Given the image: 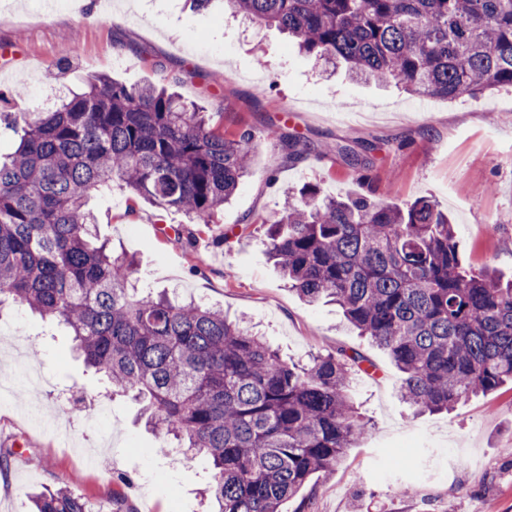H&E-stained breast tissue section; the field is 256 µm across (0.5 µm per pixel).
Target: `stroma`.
Listing matches in <instances>:
<instances>
[{
	"mask_svg": "<svg viewBox=\"0 0 512 512\" xmlns=\"http://www.w3.org/2000/svg\"><path fill=\"white\" fill-rule=\"evenodd\" d=\"M0 0V91L27 84L12 112L43 111L42 96L105 73L127 85L180 77L178 94L211 124L256 134L253 173L211 225L189 223L133 199L121 183L95 193L100 238L134 253L136 284L177 289L251 321L288 360L333 348L375 362L352 396L374 427L331 476L280 512H512V385L448 413L412 415L387 353L344 322L335 305L289 290L269 259L266 230L287 189L370 194L406 207L427 197L447 212L466 267L512 277V91L455 100L422 98L394 84L352 79L315 64L287 35L255 29L184 0ZM299 136L304 160L284 163L280 131ZM374 146V164L350 167L321 146ZM47 379L19 388L0 409V512H31V495L73 479L95 512H209V461L180 466L157 455L158 434L129 398L103 399L104 382L73 350L66 328L17 306L0 313V376L16 350ZM107 413L92 417L94 399ZM411 493H404V486Z\"/></svg>",
	"mask_w": 512,
	"mask_h": 512,
	"instance_id": "stroma-1",
	"label": "stroma"
}]
</instances>
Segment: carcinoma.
I'll return each instance as SVG.
<instances>
[{
	"instance_id": "obj_1",
	"label": "carcinoma",
	"mask_w": 512,
	"mask_h": 512,
	"mask_svg": "<svg viewBox=\"0 0 512 512\" xmlns=\"http://www.w3.org/2000/svg\"><path fill=\"white\" fill-rule=\"evenodd\" d=\"M275 27L321 64L454 100L512 88V0H190ZM17 136L0 153V309L29 308L71 332L111 394L143 403L178 463L210 460L219 512H279L315 474L336 470L372 429L350 395L366 358L319 352L289 363L224 310L131 284L135 260L96 235L89 200L118 180L131 194L209 225L252 174L255 135L211 125L171 86L90 76L50 112H1ZM287 159L304 150L280 135ZM328 152L368 166L349 141ZM268 254L292 290L338 305L403 374L416 414L512 382V280L463 267L448 215L310 183L288 192ZM35 512H93L67 486Z\"/></svg>"
}]
</instances>
